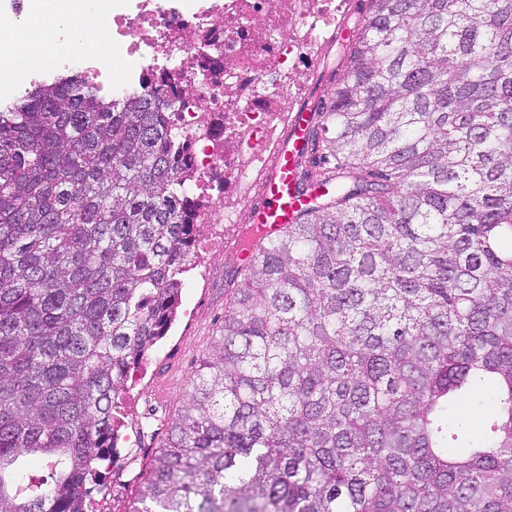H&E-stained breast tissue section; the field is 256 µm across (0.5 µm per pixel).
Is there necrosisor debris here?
Here are the masks:
<instances>
[{"mask_svg":"<svg viewBox=\"0 0 512 512\" xmlns=\"http://www.w3.org/2000/svg\"><path fill=\"white\" fill-rule=\"evenodd\" d=\"M71 28L109 47L96 63L63 43L55 68L112 75L114 94L183 98L173 123L189 146L199 224L248 210L277 131L320 69L351 0H55Z\"/></svg>","mask_w":512,"mask_h":512,"instance_id":"necrosis-or-debris-1","label":"necrosis or debris"}]
</instances>
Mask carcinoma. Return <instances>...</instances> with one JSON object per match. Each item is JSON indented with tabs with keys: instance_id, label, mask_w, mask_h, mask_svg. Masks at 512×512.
<instances>
[{
	"instance_id": "obj_1",
	"label": "carcinoma",
	"mask_w": 512,
	"mask_h": 512,
	"mask_svg": "<svg viewBox=\"0 0 512 512\" xmlns=\"http://www.w3.org/2000/svg\"><path fill=\"white\" fill-rule=\"evenodd\" d=\"M303 171L128 512H512V0H369ZM160 91L0 107V512H90L192 270ZM490 392L483 437L454 415ZM22 457L49 473L17 468Z\"/></svg>"
}]
</instances>
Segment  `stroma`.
Returning <instances> with one entry per match:
<instances>
[{
    "mask_svg": "<svg viewBox=\"0 0 512 512\" xmlns=\"http://www.w3.org/2000/svg\"><path fill=\"white\" fill-rule=\"evenodd\" d=\"M336 50L328 48L321 70L308 86L304 99L313 112L330 106L340 72ZM243 225L203 224L196 240V267L185 278L173 325L137 366L122 396L118 429L150 418L151 426L137 446L122 449L123 466L114 469V512H127L147 473L158 445L166 438V419L180 410L190 379L224 320L228 289L243 281L240 244Z\"/></svg>",
    "mask_w": 512,
    "mask_h": 512,
    "instance_id": "35a3bbf8",
    "label": "stroma"
}]
</instances>
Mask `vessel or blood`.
I'll list each match as a JSON object with an SVG mask.
<instances>
[{
  "mask_svg": "<svg viewBox=\"0 0 512 512\" xmlns=\"http://www.w3.org/2000/svg\"><path fill=\"white\" fill-rule=\"evenodd\" d=\"M312 116L309 108L299 107L288 124L287 133L277 149L262 192V201L252 215L254 223L263 225L265 232H277L291 223L295 215L308 205L310 193L299 182L297 161L310 149Z\"/></svg>",
  "mask_w": 512,
  "mask_h": 512,
  "instance_id": "vessel-or-blood-1",
  "label": "vessel or blood"
}]
</instances>
